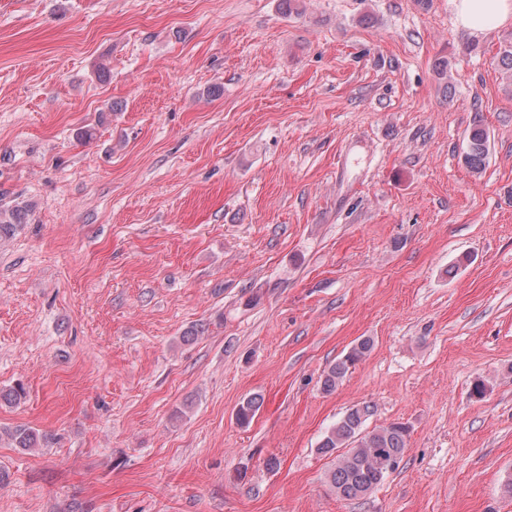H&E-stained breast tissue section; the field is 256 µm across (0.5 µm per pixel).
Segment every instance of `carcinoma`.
<instances>
[{"label": "carcinoma", "mask_w": 512, "mask_h": 512, "mask_svg": "<svg viewBox=\"0 0 512 512\" xmlns=\"http://www.w3.org/2000/svg\"><path fill=\"white\" fill-rule=\"evenodd\" d=\"M488 154L487 131L476 121L468 133L464 162L472 172L480 173L486 166ZM30 211V204L19 199L1 204L0 238L11 236L28 223ZM372 346L371 339L363 338L342 359L330 365L321 382L323 392L331 394L336 391L350 369L369 354ZM25 397L26 389L21 383L0 389V404L17 405ZM262 401L259 394L245 398L236 411L237 422L248 426L259 411ZM373 412V406L368 403L348 408L317 445V453L330 458L326 478L340 498L354 500L367 495L396 471V468L388 467L386 462L402 460L408 448L410 430L404 423L392 422L367 430L366 421ZM2 436L8 439L11 447L23 451L49 448L54 442L52 435L26 425L0 427Z\"/></svg>", "instance_id": "carcinoma-1"}]
</instances>
